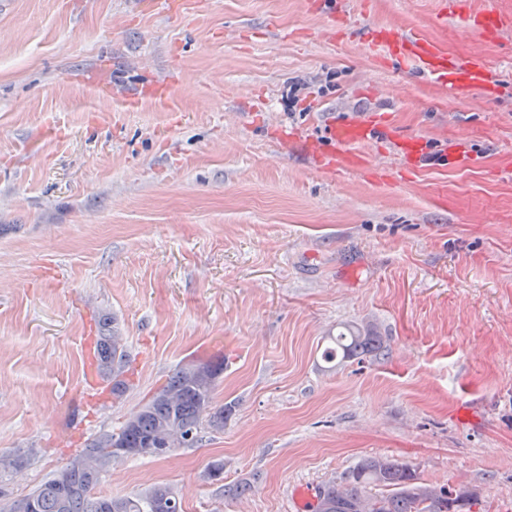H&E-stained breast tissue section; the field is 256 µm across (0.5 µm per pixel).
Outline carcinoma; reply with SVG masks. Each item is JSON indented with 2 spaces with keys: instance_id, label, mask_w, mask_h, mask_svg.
I'll use <instances>...</instances> for the list:
<instances>
[{
  "instance_id": "obj_1",
  "label": "carcinoma",
  "mask_w": 512,
  "mask_h": 512,
  "mask_svg": "<svg viewBox=\"0 0 512 512\" xmlns=\"http://www.w3.org/2000/svg\"><path fill=\"white\" fill-rule=\"evenodd\" d=\"M336 346L325 351L332 361L377 357L385 340L367 323L342 325ZM104 374L112 377V395L126 391L128 350L117 326L105 327L97 341ZM222 366L211 361L179 367L166 385L125 421L119 432L98 435L60 474L44 480L31 493L12 500L0 486V512H182L172 487L154 485L126 497L99 496L96 489L112 462L129 457H160L202 439L204 413L209 426L224 427V409L211 411L215 380ZM477 496L424 483L413 466L390 457H368L321 486L313 512H471Z\"/></svg>"
}]
</instances>
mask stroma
I'll list each match as a JSON object with an SVG mask.
<instances>
[{
    "instance_id": "stroma-1",
    "label": "stroma",
    "mask_w": 512,
    "mask_h": 512,
    "mask_svg": "<svg viewBox=\"0 0 512 512\" xmlns=\"http://www.w3.org/2000/svg\"><path fill=\"white\" fill-rule=\"evenodd\" d=\"M490 9L512 19V0H0V452L27 458L15 494L194 359L224 364L223 428L115 461L99 494L166 483L184 512H302L297 488L389 456L475 490L474 512H512V26L486 25ZM365 25L481 59L493 96L475 110L481 88L372 58ZM335 120L391 135L363 168L329 172ZM111 321L128 388L90 402L86 352ZM352 321L387 355L325 362Z\"/></svg>"
}]
</instances>
